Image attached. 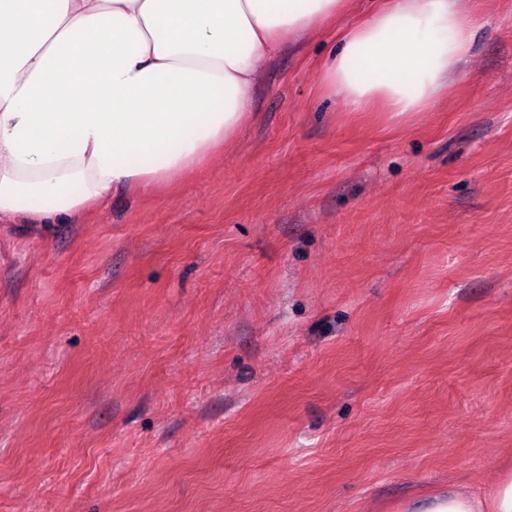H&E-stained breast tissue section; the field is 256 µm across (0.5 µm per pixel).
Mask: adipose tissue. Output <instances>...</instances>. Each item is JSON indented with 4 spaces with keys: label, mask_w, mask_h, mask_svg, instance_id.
I'll list each match as a JSON object with an SVG mask.
<instances>
[{
    "label": "adipose tissue",
    "mask_w": 512,
    "mask_h": 512,
    "mask_svg": "<svg viewBox=\"0 0 512 512\" xmlns=\"http://www.w3.org/2000/svg\"><path fill=\"white\" fill-rule=\"evenodd\" d=\"M346 0H0V223L52 224L204 164L248 119L261 63ZM463 0H386L320 74L349 111L425 110L470 52ZM399 512H512V469Z\"/></svg>",
    "instance_id": "1"
}]
</instances>
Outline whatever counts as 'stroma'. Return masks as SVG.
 <instances>
[{
	"label": "stroma",
	"instance_id": "35a3bbf8",
	"mask_svg": "<svg viewBox=\"0 0 512 512\" xmlns=\"http://www.w3.org/2000/svg\"><path fill=\"white\" fill-rule=\"evenodd\" d=\"M265 61L197 171L0 224V512H396L512 468V0L402 123Z\"/></svg>",
	"mask_w": 512,
	"mask_h": 512
}]
</instances>
